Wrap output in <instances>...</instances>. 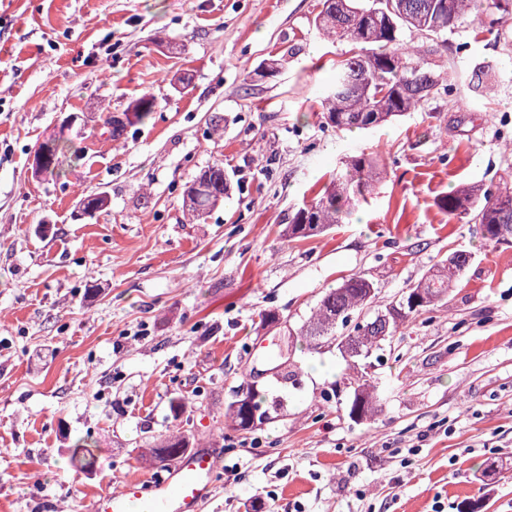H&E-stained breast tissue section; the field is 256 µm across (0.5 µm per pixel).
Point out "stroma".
<instances>
[{"label": "stroma", "instance_id": "35a3bbf8", "mask_svg": "<svg viewBox=\"0 0 512 512\" xmlns=\"http://www.w3.org/2000/svg\"><path fill=\"white\" fill-rule=\"evenodd\" d=\"M317 12L0 0V512H89L126 479L163 475L149 450L176 431L222 459L205 512H512V242L485 244L436 205L512 176V20L447 34L434 61L452 95L339 132L320 101L351 45L326 39ZM145 93L150 119L112 141L107 112ZM54 141L81 150L57 179L32 166ZM372 149L385 165L365 201L289 237L295 207ZM217 162L224 199L189 220L183 192ZM88 194L109 200L92 217ZM457 251L471 260L447 300L374 368L301 336L343 279H369L386 305ZM281 340L297 383L275 370ZM348 376L375 385L373 418H350ZM253 385L281 405L234 430L227 407ZM80 438L97 455L87 470L71 461Z\"/></svg>", "mask_w": 512, "mask_h": 512}]
</instances>
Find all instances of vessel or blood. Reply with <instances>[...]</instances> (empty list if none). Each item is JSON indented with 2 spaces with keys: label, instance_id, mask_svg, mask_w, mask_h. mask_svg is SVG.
<instances>
[{
  "label": "vessel or blood",
  "instance_id": "b4317fda",
  "mask_svg": "<svg viewBox=\"0 0 512 512\" xmlns=\"http://www.w3.org/2000/svg\"><path fill=\"white\" fill-rule=\"evenodd\" d=\"M219 462L208 448L185 452L156 480L132 478L119 491L98 494L91 512H204Z\"/></svg>",
  "mask_w": 512,
  "mask_h": 512
}]
</instances>
